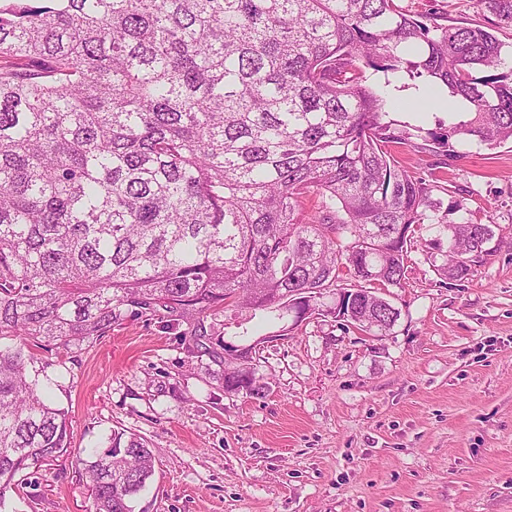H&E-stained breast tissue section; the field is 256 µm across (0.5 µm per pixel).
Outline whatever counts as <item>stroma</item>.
Masks as SVG:
<instances>
[{"label": "stroma", "mask_w": 512, "mask_h": 512, "mask_svg": "<svg viewBox=\"0 0 512 512\" xmlns=\"http://www.w3.org/2000/svg\"><path fill=\"white\" fill-rule=\"evenodd\" d=\"M448 22L495 25L478 0H397ZM398 148L402 165L440 173L447 220L499 234L468 278L442 284L435 231L408 253L385 296L399 309L372 336L313 317L294 329L229 319L224 338L261 340L265 396L225 393L220 365L184 337L134 321L64 351L38 352L69 417L71 458L35 469L7 512H87L75 455L140 437L155 475L134 512H512V143L462 139L448 157Z\"/></svg>", "instance_id": "35a3bbf8"}]
</instances>
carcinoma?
Returning a JSON list of instances; mask_svg holds the SVG:
<instances>
[{
    "label": "carcinoma",
    "instance_id": "carcinoma-1",
    "mask_svg": "<svg viewBox=\"0 0 512 512\" xmlns=\"http://www.w3.org/2000/svg\"><path fill=\"white\" fill-rule=\"evenodd\" d=\"M512 23V0H479ZM448 90L427 132L512 141V49L395 0H0V507L25 470L70 455L67 411L36 348L67 350L138 320L181 330L259 396L254 358L226 359L227 311L332 316L382 336L429 221L460 282L489 225L435 216L431 184L392 153L389 118ZM464 103L458 111L456 101ZM316 192L317 211L300 199ZM346 239V244L339 239ZM367 283L323 307L339 282ZM88 512H133L155 473L147 442L87 453Z\"/></svg>",
    "mask_w": 512,
    "mask_h": 512
}]
</instances>
